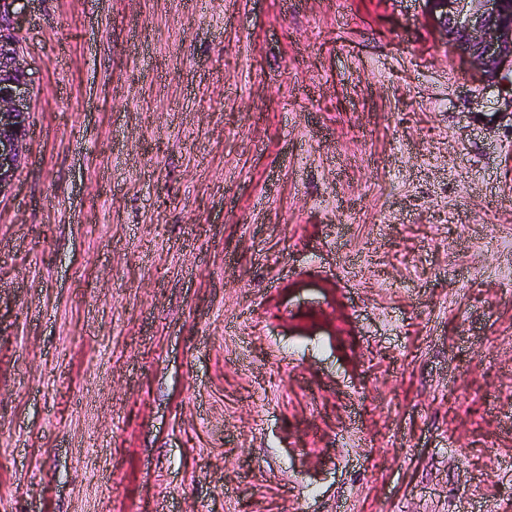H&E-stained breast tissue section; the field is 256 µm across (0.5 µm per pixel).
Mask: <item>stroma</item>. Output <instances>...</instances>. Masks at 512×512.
Instances as JSON below:
<instances>
[{
	"instance_id": "stroma-1",
	"label": "stroma",
	"mask_w": 512,
	"mask_h": 512,
	"mask_svg": "<svg viewBox=\"0 0 512 512\" xmlns=\"http://www.w3.org/2000/svg\"><path fill=\"white\" fill-rule=\"evenodd\" d=\"M23 29L0 512H512V74L426 0Z\"/></svg>"
}]
</instances>
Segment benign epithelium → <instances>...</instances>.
<instances>
[{"mask_svg":"<svg viewBox=\"0 0 512 512\" xmlns=\"http://www.w3.org/2000/svg\"><path fill=\"white\" fill-rule=\"evenodd\" d=\"M30 0H0V197L13 186L29 134L32 80L18 20ZM445 43L494 83L512 72V0H426Z\"/></svg>","mask_w":512,"mask_h":512,"instance_id":"1","label":"benign epithelium"}]
</instances>
